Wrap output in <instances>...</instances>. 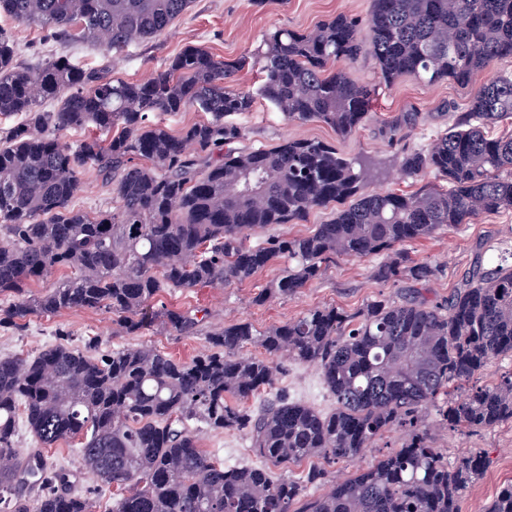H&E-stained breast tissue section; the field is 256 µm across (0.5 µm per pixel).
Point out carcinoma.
I'll list each match as a JSON object with an SVG mask.
<instances>
[{
	"label": "carcinoma",
	"instance_id": "carcinoma-1",
	"mask_svg": "<svg viewBox=\"0 0 512 512\" xmlns=\"http://www.w3.org/2000/svg\"><path fill=\"white\" fill-rule=\"evenodd\" d=\"M192 0H0V12L48 31L61 45L86 41L120 51L163 33ZM370 51L377 80L359 83L348 66ZM512 57V0H372L366 17L337 15L311 30L278 28L232 61L195 45L143 81L84 69L65 52L37 65L18 62L0 31V326L20 330L34 315L107 309L135 333L158 321L179 335L201 331L208 312L154 308L163 291L232 286L279 264L256 297H294L329 262L380 256L374 277L395 284L431 281L437 267L406 246L481 214L512 209V133L490 128L512 118V74L492 71ZM340 64L332 70L330 64ZM252 64L265 74L252 94L235 77ZM468 110L426 148L405 154L404 174L433 177L414 193L368 191L360 158L332 145L284 139L242 149L236 117L261 98L290 122H321L347 138L366 119L380 87L411 79L468 85ZM57 102L53 111L40 104ZM199 109L206 119L172 133L157 114ZM417 124L407 112L392 136ZM89 131L77 144L61 133ZM112 185V206L75 210L83 173ZM335 210L306 236L251 232L297 224L314 210ZM66 271L40 296L28 287ZM205 352L182 362L148 347L92 355L58 344L33 358H0V512H89L69 473L40 451L16 457L19 422L43 448L82 438L89 472L116 490L108 512H459L463 493L483 474L479 452L453 466L435 448L423 411L440 396L443 424L476 430L512 423V372L492 385L463 383L502 354H512V262H476L441 304L419 292L376 300L347 313L317 307L257 331L245 321L204 332ZM248 344L265 357H243ZM288 353L315 366L336 402L329 413L277 397L244 403L274 383L271 358ZM234 402H229V399ZM196 421L238 431L265 466H226L199 448ZM400 430L399 450L328 492L315 466L303 483L270 466L356 457ZM47 491L30 505L19 486ZM485 512H512V483Z\"/></svg>",
	"mask_w": 512,
	"mask_h": 512
}]
</instances>
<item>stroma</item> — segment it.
Returning a JSON list of instances; mask_svg holds the SVG:
<instances>
[{"instance_id": "obj_1", "label": "stroma", "mask_w": 512, "mask_h": 512, "mask_svg": "<svg viewBox=\"0 0 512 512\" xmlns=\"http://www.w3.org/2000/svg\"><path fill=\"white\" fill-rule=\"evenodd\" d=\"M370 0H192L190 8L165 33L151 40L129 46L122 54L108 52L89 43L67 46V54L87 69L109 68L113 77L135 81L163 70L168 60L186 46L196 45L214 56L234 60L256 48L263 34L276 28L305 30L339 13L366 16ZM0 29L18 47L19 60L33 64L58 52L45 30L18 23L0 13ZM472 90L452 80L432 86L405 80L389 89H380L369 103L364 125L348 138H340L325 124H296L287 121L279 110L265 100H257L251 112L240 119L247 130L242 145L271 147L283 139H314L336 148L348 157L365 154L383 162L388 177L384 189L411 193L419 190L420 181L402 177L401 160L406 151L429 145L452 121V111L463 112L469 106ZM414 112L418 124L408 138L390 143L387 123L401 114ZM408 251L417 261H428L438 268L428 284L429 299L441 302L448 298L473 265L476 255H483L488 265L512 255V210L479 215L473 223L463 224L413 242ZM378 257L340 259L329 264L321 279L313 281L292 298H273L255 303L254 298L266 283L277 275L270 267L251 281L228 288H197L191 291L161 293L159 300L169 307H198L211 311L218 321L232 324L246 321L257 330L285 323L302 312L333 306L349 313L381 297L397 298L413 291V282L390 285L377 280L373 271ZM97 338L98 352L131 346H147L169 354L179 361L196 357L204 348L203 336H178L154 324L136 334L122 333L112 313L72 309L55 315L35 316L21 331L0 327V356H36L57 343L84 347ZM275 383L249 400L258 408L263 400L280 392L320 411L334 409L333 397L322 385L314 366L284 357L276 361ZM431 425L435 445L448 462L463 454L478 451L488 460L483 476L462 495L460 512H484L486 504L500 488L512 482V423L477 431L458 432L439 425L437 407L425 415ZM200 446L209 455L228 465H258L249 439L238 432L202 430ZM49 463L64 467L71 486L88 497L93 512H103L110 504L112 491L102 486L83 467L74 442L60 443L43 450Z\"/></svg>"}]
</instances>
